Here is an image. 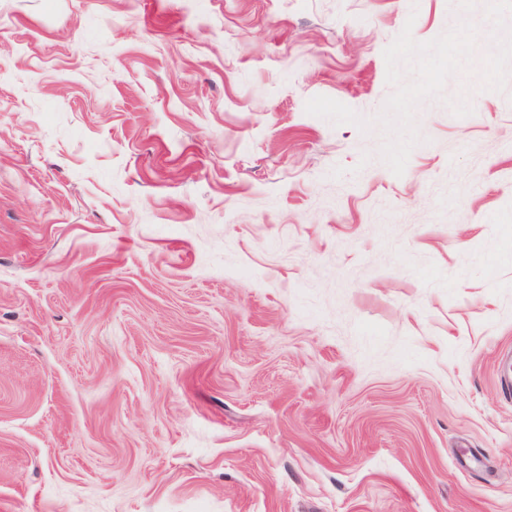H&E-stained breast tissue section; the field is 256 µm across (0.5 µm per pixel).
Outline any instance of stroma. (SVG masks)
Listing matches in <instances>:
<instances>
[{"mask_svg":"<svg viewBox=\"0 0 512 512\" xmlns=\"http://www.w3.org/2000/svg\"><path fill=\"white\" fill-rule=\"evenodd\" d=\"M450 0H0V512H512V80L360 115Z\"/></svg>","mask_w":512,"mask_h":512,"instance_id":"stroma-1","label":"stroma"}]
</instances>
